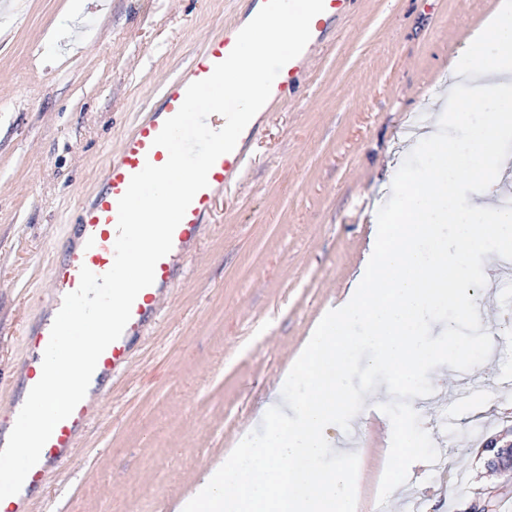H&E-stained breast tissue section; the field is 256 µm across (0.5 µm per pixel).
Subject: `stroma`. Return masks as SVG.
Masks as SVG:
<instances>
[{"instance_id": "1", "label": "stroma", "mask_w": 512, "mask_h": 512, "mask_svg": "<svg viewBox=\"0 0 512 512\" xmlns=\"http://www.w3.org/2000/svg\"><path fill=\"white\" fill-rule=\"evenodd\" d=\"M500 0H356L315 52L300 90L271 117L255 164L224 194L181 281L130 363L97 400L76 454L50 474L33 512H175L203 472L258 428L277 382L365 258L375 203L408 153L404 141L452 83L448 66ZM67 0H0V374L17 369L19 331L47 309L51 249L125 132L189 54L245 10L244 0H89L69 38ZM497 336L465 401L439 369L413 399L440 456L408 484L427 512L492 498L512 512V475L484 442L512 429V279L478 293ZM391 425L355 417L359 512L379 504Z\"/></svg>"}]
</instances>
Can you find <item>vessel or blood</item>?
<instances>
[{
    "instance_id": "vessel-or-blood-1",
    "label": "vessel or blood",
    "mask_w": 512,
    "mask_h": 512,
    "mask_svg": "<svg viewBox=\"0 0 512 512\" xmlns=\"http://www.w3.org/2000/svg\"><path fill=\"white\" fill-rule=\"evenodd\" d=\"M354 2L324 0L323 12L311 21L308 47L284 65L272 84L269 99L246 126L235 149L220 156L209 170L207 187L194 196L184 218L173 232L171 251L155 266L153 284L139 292L122 335L99 357L85 398L68 418L55 426L42 448L38 463L29 471L20 492L12 496L4 512H33V487L42 483L51 469L70 460L80 437L97 415L96 398L128 367L135 344L156 320L160 299L179 280L186 262L203 238L217 198L239 184L246 173L253 145L261 137L267 118L276 107L295 95L309 69L313 47L326 41L332 25L349 11ZM263 4L264 0H247L244 18L225 25L202 48L193 52L148 111L124 134L118 149L99 171L95 189L79 199L72 219L75 232L63 256L53 260L49 267V276L58 296H65L78 288L81 268H88L97 275L111 269L118 236V201L125 194L132 176L145 165L161 166L167 162V150L154 143L165 121L178 112L188 85L209 77L215 65L228 57L238 32L247 20L253 19ZM53 322V317L46 315L23 330L21 374L16 379L22 394L8 407L0 409L1 448L8 442L18 413L25 403V393L41 378L43 353L49 342Z\"/></svg>"
}]
</instances>
